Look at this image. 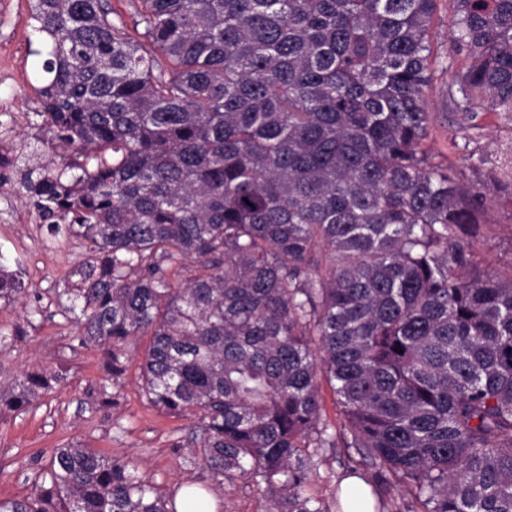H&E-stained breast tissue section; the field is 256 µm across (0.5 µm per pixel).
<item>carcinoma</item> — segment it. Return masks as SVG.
I'll return each instance as SVG.
<instances>
[{
	"instance_id": "obj_1",
	"label": "carcinoma",
	"mask_w": 512,
	"mask_h": 512,
	"mask_svg": "<svg viewBox=\"0 0 512 512\" xmlns=\"http://www.w3.org/2000/svg\"><path fill=\"white\" fill-rule=\"evenodd\" d=\"M450 2L466 64L444 67L448 108L476 129L512 114V0ZM134 8L131 34L107 0L32 6L50 45L39 142L74 154L23 184L54 234L89 242L64 294L112 377L150 336L147 401L196 416L195 458L260 479L266 512H328L303 495L305 449L336 446L322 376L350 445L427 512H512V264L473 260L487 192L512 204V160L472 135L451 137L457 168L425 147L437 0ZM179 259L194 274L173 286ZM22 292L0 275V301ZM54 382L24 371L0 408ZM0 512L177 509L126 460L73 445Z\"/></svg>"
}]
</instances>
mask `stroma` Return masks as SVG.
<instances>
[{
    "instance_id": "stroma-1",
    "label": "stroma",
    "mask_w": 512,
    "mask_h": 512,
    "mask_svg": "<svg viewBox=\"0 0 512 512\" xmlns=\"http://www.w3.org/2000/svg\"><path fill=\"white\" fill-rule=\"evenodd\" d=\"M32 0H0V56L10 59L20 79L0 83V101L18 106L0 127V153L10 163L0 168V244L24 242L11 258L27 272L24 292L0 301V391H8L24 371H46L58 378L54 388L20 411H0V499L30 494L42 459L52 449L78 444L129 460L136 474L163 495L192 485L215 500L216 512H265L263 489L239 479L219 482L192 455L190 439L197 420L150 405L141 389L140 369L149 343L142 336L129 344L124 374L111 378L102 349L87 343L71 312L65 288L78 279L89 258L88 243L76 236H53L37 223L33 200L23 186L27 169L58 168L51 149L35 148L42 134L38 114L40 90L47 80L42 66L48 57L44 37L25 26ZM448 72L436 71L428 89L434 114L428 143L441 157L455 159L451 134L463 131L460 116L448 112ZM476 140L485 151L512 152V117L503 112L479 114ZM485 223L473 248L476 262L497 270L512 263V204L498 194L486 201ZM321 418L336 445L316 449L314 468L304 488L337 512L339 485L354 473L373 481L375 470L364 449L347 446L344 415L329 384H322Z\"/></svg>"
}]
</instances>
